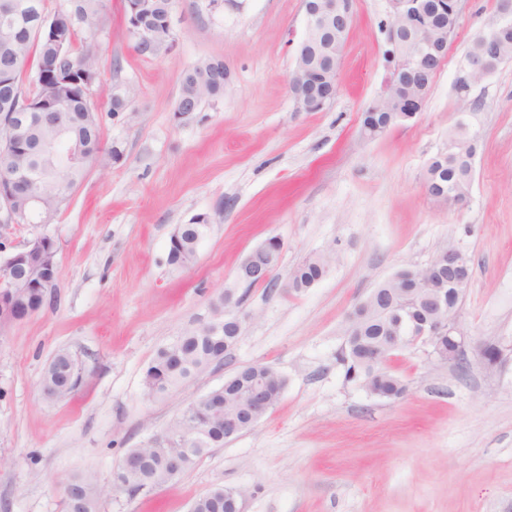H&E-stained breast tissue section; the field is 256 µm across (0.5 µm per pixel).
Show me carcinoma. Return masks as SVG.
Returning <instances> with one entry per match:
<instances>
[{"label":"carcinoma","instance_id":"carcinoma-1","mask_svg":"<svg viewBox=\"0 0 512 512\" xmlns=\"http://www.w3.org/2000/svg\"><path fill=\"white\" fill-rule=\"evenodd\" d=\"M68 9L49 16L44 0H0V124H7L12 112L50 115L49 120L30 124V144L18 148L0 144V164L14 168L30 177L25 190L8 192V186L0 192L9 194L16 210L25 207L27 197H40L47 208L56 213L65 203L68 193L79 184L93 162L114 165L124 158V152L116 143L106 148L95 109L86 102L88 80L98 75V60L87 49L76 55L73 47L81 35H94L102 17L104 0H68ZM125 21L130 35L133 29H149L158 45L169 50L175 42L172 18L173 0H123ZM52 23L48 36L40 35L44 22ZM501 56L490 61L497 68L512 59V26L500 32ZM37 53V66L32 76L34 91L27 94L22 88L21 75L29 64L31 53ZM64 80L61 97H50L48 87ZM27 95L29 103H20L13 109V94ZM224 93V62L206 61L187 72L182 79V100L203 102ZM426 98V92L413 86L395 91L393 98L381 107L367 108L362 115L361 133L376 138L391 128L413 120L412 113L402 111V104L413 97ZM62 121L72 138L84 148L81 160L75 161L49 149L42 153L31 151L38 142L50 143L58 135L57 121ZM472 165L470 155L438 154L427 169V192L441 200L465 199L471 182L463 179ZM207 219L196 215L188 224H179L169 240L168 264L184 268L194 263L199 244L207 237ZM281 253V243L271 238L251 252L256 265H265L270 256ZM332 257L328 253H316L307 257L291 273L288 287L302 292L325 277L331 270ZM419 271L404 268L374 288L358 303L350 314L346 329L345 346L341 361L346 365L349 380L362 384L366 390L400 397L406 386L402 379L386 365L374 366L361 357V348L370 343L389 344L393 336L392 313L404 301L403 289L409 287ZM234 289L224 290L221 306L215 308L206 322L187 329L157 352L146 371L144 387L147 395L161 397L178 385L192 379L210 364L224 359V310L231 304ZM42 384L48 388L45 400L53 402L70 396L78 384L76 363L67 351L58 352L44 371ZM202 412L195 406L187 418L176 416L167 430L171 432L172 446L151 448L143 468L122 471L115 480L126 485V493L134 495L144 489H152L167 483L165 455L174 450L187 448V468L214 448L224 446L221 428L224 415L214 416L206 425V432H195L194 418ZM70 483L80 490L87 502L86 512H99L100 500L111 489L103 488L90 477L73 478Z\"/></svg>","mask_w":512,"mask_h":512}]
</instances>
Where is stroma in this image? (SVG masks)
<instances>
[{
	"instance_id": "stroma-1",
	"label": "stroma",
	"mask_w": 512,
	"mask_h": 512,
	"mask_svg": "<svg viewBox=\"0 0 512 512\" xmlns=\"http://www.w3.org/2000/svg\"><path fill=\"white\" fill-rule=\"evenodd\" d=\"M499 0H460L448 55L414 122L364 139L361 117L386 77L387 0H351L335 98L300 112L290 91L303 0H175L176 41L140 56L110 0L93 37L91 89L105 145L121 163L88 169L49 224L0 228L8 251L37 236L57 246V279L40 311L0 334V512H63L74 474L101 485L116 463L163 431L236 369L264 364L286 380L279 404L176 480L99 512H189L212 486L238 488L245 512H512V59L457 88L472 37ZM219 59L222 97L176 114L183 74ZM129 109H110L113 87ZM481 148L463 203L424 179L463 108ZM211 232L185 269L168 265L179 224ZM282 244L274 280L226 312L242 333L223 361L147 398L157 351L208 319L236 268L268 238ZM473 274L458 310L460 360L429 346L391 360L406 391L390 400L349 381L338 355L347 318L379 283L424 267L442 246ZM332 251L329 275L297 293L291 271ZM496 346L495 364L478 349ZM78 362L71 396L45 401L41 376L59 350Z\"/></svg>"
}]
</instances>
